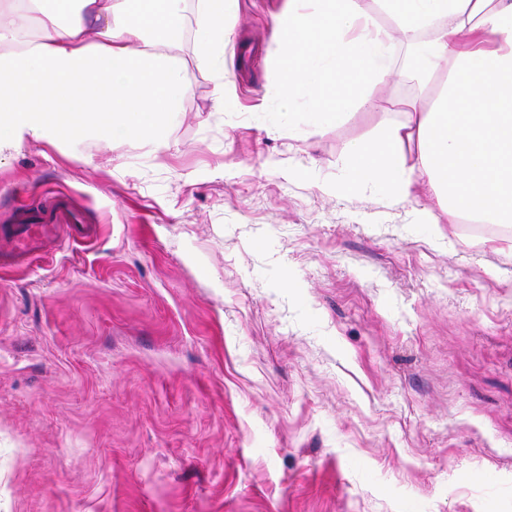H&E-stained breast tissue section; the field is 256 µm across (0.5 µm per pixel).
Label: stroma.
I'll return each instance as SVG.
<instances>
[{
	"label": "stroma",
	"mask_w": 512,
	"mask_h": 512,
	"mask_svg": "<svg viewBox=\"0 0 512 512\" xmlns=\"http://www.w3.org/2000/svg\"><path fill=\"white\" fill-rule=\"evenodd\" d=\"M282 2L243 0L219 70L179 0L162 147L0 154V227L94 229L0 267V512H512V228L328 194L429 92L401 43L373 106L307 125Z\"/></svg>",
	"instance_id": "obj_1"
}]
</instances>
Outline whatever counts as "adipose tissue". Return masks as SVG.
<instances>
[{"instance_id": "1", "label": "adipose tissue", "mask_w": 512, "mask_h": 512, "mask_svg": "<svg viewBox=\"0 0 512 512\" xmlns=\"http://www.w3.org/2000/svg\"><path fill=\"white\" fill-rule=\"evenodd\" d=\"M305 2L286 0L273 23L280 101L292 105L305 88L310 122L370 107L397 41L420 31L431 33L425 71L439 76L430 106L409 103L402 121L348 146L350 177L333 192L375 189L399 204L425 181L451 221L511 225L512 0H377L392 31L360 0ZM238 9L239 0H201L202 53L216 67ZM180 26L177 0H0V152L118 133L163 143L191 86L145 44Z\"/></svg>"}]
</instances>
